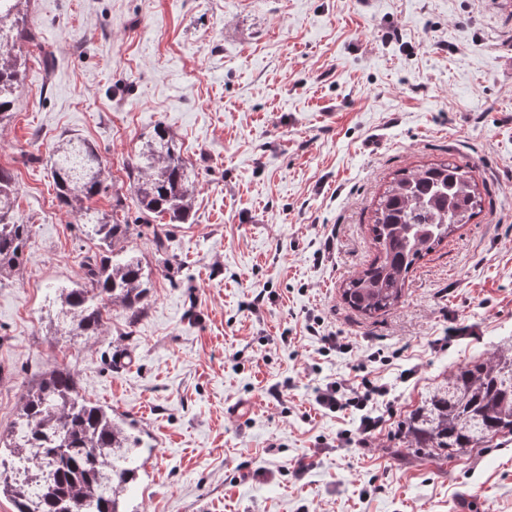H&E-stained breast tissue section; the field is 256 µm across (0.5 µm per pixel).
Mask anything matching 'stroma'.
I'll return each instance as SVG.
<instances>
[{"label": "stroma", "mask_w": 512, "mask_h": 512, "mask_svg": "<svg viewBox=\"0 0 512 512\" xmlns=\"http://www.w3.org/2000/svg\"><path fill=\"white\" fill-rule=\"evenodd\" d=\"M26 23L0 122L31 229L0 280V431L62 363L140 441L125 512H512V435L424 459L401 434L450 370L512 344V0H32ZM159 125L198 174L185 224L139 219L127 164ZM70 137L103 163L94 207L124 202L115 257L137 254L150 280L139 313L112 306L95 336L51 328L57 289L98 251L50 174ZM447 158L472 167L482 211L414 265L396 306L351 309L382 185ZM328 333L349 350L323 352ZM366 378L387 393L363 445L362 412L314 389Z\"/></svg>", "instance_id": "1"}]
</instances>
